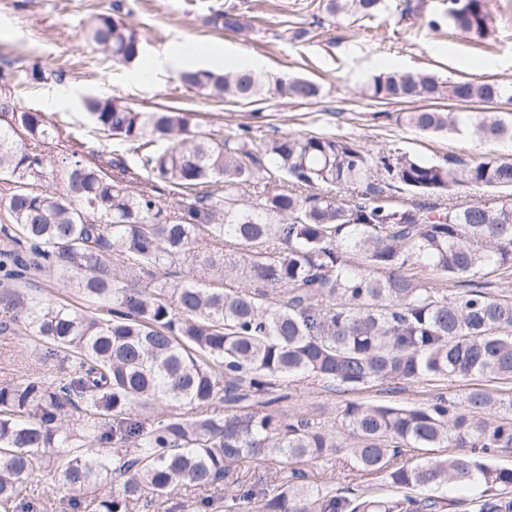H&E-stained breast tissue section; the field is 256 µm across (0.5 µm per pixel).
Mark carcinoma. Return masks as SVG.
Instances as JSON below:
<instances>
[{
    "mask_svg": "<svg viewBox=\"0 0 512 512\" xmlns=\"http://www.w3.org/2000/svg\"><path fill=\"white\" fill-rule=\"evenodd\" d=\"M332 15L372 19L386 0H327ZM448 24L486 40L488 0H448ZM224 30L247 26L233 10ZM87 37L116 65L143 49L138 31L101 15ZM188 89L230 102L274 94L310 103L321 87L300 78L270 81L254 70L188 68ZM371 97L394 103L446 98L457 113L420 106L405 115L421 134L465 129L481 140H512V118L460 115L474 104L512 101L496 79L442 82L431 73L373 77ZM95 127L140 152L147 181L192 191L164 209L125 160L117 174L83 158L66 137L54 161L40 146L60 138L42 113L17 110L0 92V178L9 182L0 223V283L46 270L87 304L10 292L0 333L23 330L68 368L0 382V512H17L24 486L46 477L80 512L92 485L98 512L163 497L187 482L206 491L243 462L287 474L271 494L228 489L227 512H457L450 485L477 490L476 512H512V469L488 459L512 453V398L472 388L457 402L436 394L419 405L350 401L337 428L264 408L286 395L280 380L313 375L356 392L372 383L493 376L512 381V295L473 277L512 267V203H459L457 187L512 189V161H432L397 149L373 153L326 134H286L257 144L249 131L215 138L171 109L141 112L117 98L84 102ZM279 172L291 189L261 185ZM51 179L61 192L41 190ZM224 181V192L203 186ZM254 189L247 204L230 190ZM337 188L349 193L339 198ZM406 191L418 200L401 203ZM204 273L202 285L178 275ZM428 268L467 287L425 286ZM232 276L238 286L224 287ZM163 404L156 419L133 410ZM224 405V416L213 408ZM474 448L414 462L413 448ZM347 450L360 472H380L397 489L425 497L348 496L305 483L304 465Z\"/></svg>",
    "mask_w": 512,
    "mask_h": 512,
    "instance_id": "obj_1",
    "label": "carcinoma"
}]
</instances>
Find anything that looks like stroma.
<instances>
[{
	"mask_svg": "<svg viewBox=\"0 0 512 512\" xmlns=\"http://www.w3.org/2000/svg\"><path fill=\"white\" fill-rule=\"evenodd\" d=\"M326 0H0V86H16L18 109L38 111L63 123L66 133L83 143L86 158L98 164L125 158L138 169L128 144L97 132L84 98L117 97L142 112L172 108L214 135L247 127L255 140L288 133H336L378 152L401 149L443 159L453 155L476 160L489 155L512 161V141H484L465 133L423 135L404 121L411 107L378 102L369 96L372 78L402 70L432 72L441 79L492 77L512 84V0H489L495 18L491 39L479 41L450 26L433 31L431 17L442 16L445 0H423L421 14L392 9L377 18L350 22L330 15ZM236 9L250 22L248 29L224 31L220 16ZM117 15L134 26L143 39L138 61L115 65L87 39L99 15ZM292 38H284V31ZM244 56L259 63L269 79L304 77L321 85V96L310 105L282 98L234 103L185 88L178 80L187 67L219 69L216 53ZM174 54L164 69L156 60ZM152 69L147 83L134 76ZM41 71L43 80L31 79ZM40 345L24 332L0 334V381L31 374L54 380L58 364L42 365ZM512 396V382L491 377L448 379L428 384H373L350 393L331 391L306 376L289 379L288 397L275 404L285 419L300 416L317 425L335 427L351 400L421 404L432 394L460 399L472 387ZM306 481L333 489L369 488L394 495L383 474H365L353 467L348 453L310 462Z\"/></svg>",
	"mask_w": 512,
	"mask_h": 512,
	"instance_id": "stroma-1",
	"label": "stroma"
}]
</instances>
